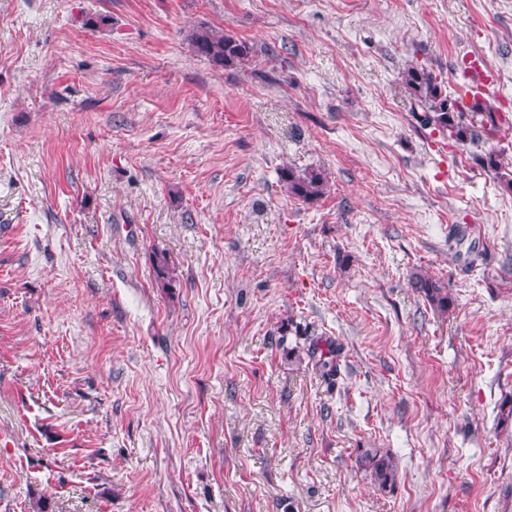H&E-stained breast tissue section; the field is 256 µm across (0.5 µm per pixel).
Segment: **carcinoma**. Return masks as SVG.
<instances>
[{
	"mask_svg": "<svg viewBox=\"0 0 512 512\" xmlns=\"http://www.w3.org/2000/svg\"><path fill=\"white\" fill-rule=\"evenodd\" d=\"M189 39L195 55L216 67L243 63L255 53L254 45L207 26L193 29ZM402 79L422 107V112L416 114V119L422 126L446 133L461 143L474 142L498 128L495 113L482 112V107L477 103L473 104L471 111L482 113L480 124L466 119V112L459 100L448 97L444 82L426 68L410 63L402 72ZM478 161L484 169L495 175L504 191L512 193V171L504 169V162L498 153L489 151L479 156ZM280 178L290 196L307 204L318 201L328 190L327 177L319 169L286 166L281 170ZM155 265L162 287H172L173 270L167 255L163 252L157 253ZM411 285L424 295L434 309L441 313L448 312L451 298L448 289L438 281L428 275L415 274L411 278ZM311 355L318 356L316 366L326 378L332 380L338 375V349L334 344L329 343L321 348L316 342L312 345ZM360 462L362 466L370 469L371 476L380 489L390 490L394 487L397 466L390 456L368 449L361 455Z\"/></svg>",
	"mask_w": 512,
	"mask_h": 512,
	"instance_id": "cac0c4a2",
	"label": "carcinoma"
}]
</instances>
